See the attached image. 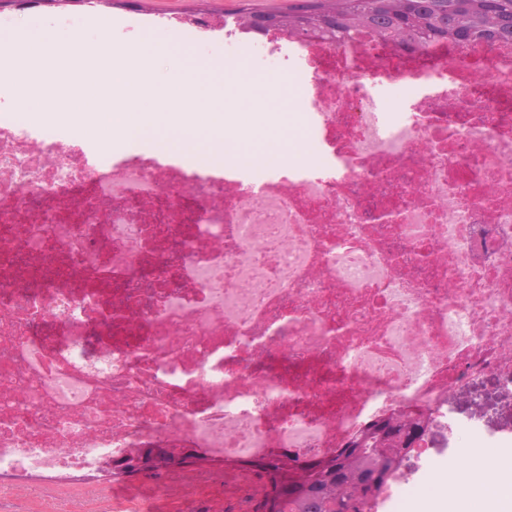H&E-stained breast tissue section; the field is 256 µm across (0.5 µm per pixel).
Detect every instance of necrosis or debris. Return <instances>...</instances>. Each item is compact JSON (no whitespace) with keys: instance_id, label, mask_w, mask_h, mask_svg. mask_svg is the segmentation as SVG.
<instances>
[{"instance_id":"obj_1","label":"necrosis or debris","mask_w":512,"mask_h":512,"mask_svg":"<svg viewBox=\"0 0 512 512\" xmlns=\"http://www.w3.org/2000/svg\"><path fill=\"white\" fill-rule=\"evenodd\" d=\"M224 44L287 62L313 164L219 176L0 119V479L101 484L136 448L302 464L398 411L425 457L483 427L457 398L512 400V43ZM166 475L206 512L258 489Z\"/></svg>"}]
</instances>
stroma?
<instances>
[{
	"instance_id": "obj_1",
	"label": "stroma",
	"mask_w": 512,
	"mask_h": 512,
	"mask_svg": "<svg viewBox=\"0 0 512 512\" xmlns=\"http://www.w3.org/2000/svg\"><path fill=\"white\" fill-rule=\"evenodd\" d=\"M252 2L264 9L286 8L290 0H140L133 7H115L110 0H101L94 8L58 4L26 8L17 6L15 0H0V24L14 28L38 24L56 31L62 42L70 47L92 43L101 36L100 20L112 24V37L121 43L140 39L142 31L134 23L135 17L147 13L154 19L152 34L163 41L174 43L185 54L204 61L221 62L225 67L246 65L255 76L277 83L281 80L278 65L271 60H253L247 52L229 53L223 40H195L183 30L171 26V18L186 13H201L210 18L223 16L225 11ZM460 451L454 447L435 451L432 467H425L418 460H411L408 467L416 477L411 486L399 488L395 496L386 501L382 512H408L409 506L428 489L432 469L448 467L455 462ZM113 492L97 493L93 486L74 484L50 486L29 484L23 487H0V512H113Z\"/></svg>"
}]
</instances>
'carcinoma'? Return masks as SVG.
Returning <instances> with one entry per match:
<instances>
[{"mask_svg": "<svg viewBox=\"0 0 512 512\" xmlns=\"http://www.w3.org/2000/svg\"><path fill=\"white\" fill-rule=\"evenodd\" d=\"M271 20L292 28L299 24H324L342 41L362 28L398 44L425 49L448 41L467 48L481 40H512V0H296L285 11H268ZM405 420L395 426L373 423L363 436L350 442L330 461H345L327 472H311L305 486L284 498L279 512H338L352 504V512H375L380 500L368 501L362 483L373 474L391 473L392 485L400 467L376 451L380 431L412 443L422 432Z\"/></svg>", "mask_w": 512, "mask_h": 512, "instance_id": "obj_1", "label": "carcinoma"}]
</instances>
